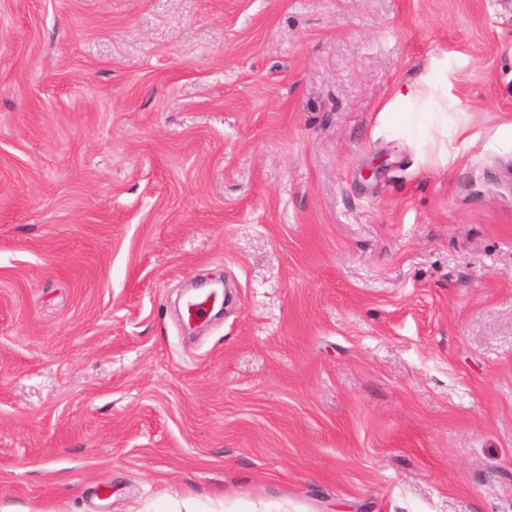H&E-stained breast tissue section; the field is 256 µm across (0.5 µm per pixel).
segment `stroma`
<instances>
[{
	"label": "stroma",
	"mask_w": 512,
	"mask_h": 512,
	"mask_svg": "<svg viewBox=\"0 0 512 512\" xmlns=\"http://www.w3.org/2000/svg\"><path fill=\"white\" fill-rule=\"evenodd\" d=\"M0 512H512V0H0Z\"/></svg>",
	"instance_id": "35a3bbf8"
}]
</instances>
